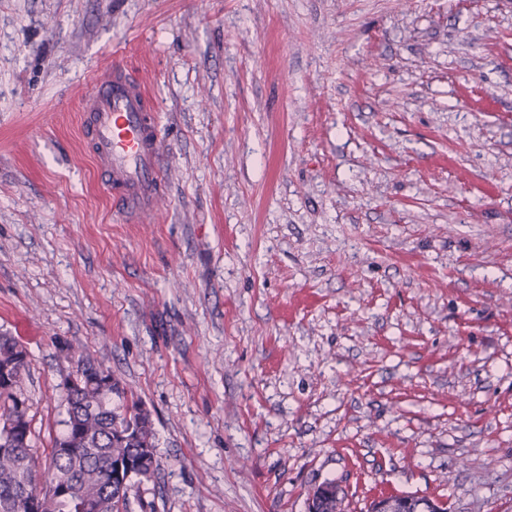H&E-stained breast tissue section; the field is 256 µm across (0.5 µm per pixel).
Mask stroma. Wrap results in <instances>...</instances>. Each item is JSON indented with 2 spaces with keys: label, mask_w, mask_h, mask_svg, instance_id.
I'll return each mask as SVG.
<instances>
[{
  "label": "stroma",
  "mask_w": 512,
  "mask_h": 512,
  "mask_svg": "<svg viewBox=\"0 0 512 512\" xmlns=\"http://www.w3.org/2000/svg\"><path fill=\"white\" fill-rule=\"evenodd\" d=\"M116 60L136 218L80 129ZM1 331L40 483L67 341L150 411L154 512H512V0H0ZM80 120L101 186L114 206L130 216L149 210L163 186L167 154L144 83L114 62L84 95Z\"/></svg>",
  "instance_id": "35a3bbf8"
}]
</instances>
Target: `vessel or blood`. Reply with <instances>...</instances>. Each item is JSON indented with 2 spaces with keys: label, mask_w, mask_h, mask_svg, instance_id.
Returning a JSON list of instances; mask_svg holds the SVG:
<instances>
[{
  "label": "vessel or blood",
  "mask_w": 512,
  "mask_h": 512,
  "mask_svg": "<svg viewBox=\"0 0 512 512\" xmlns=\"http://www.w3.org/2000/svg\"><path fill=\"white\" fill-rule=\"evenodd\" d=\"M80 120L114 206L130 216L149 210L163 186L167 154L144 84L128 77L122 63H113L83 97Z\"/></svg>",
  "instance_id": "1"
}]
</instances>
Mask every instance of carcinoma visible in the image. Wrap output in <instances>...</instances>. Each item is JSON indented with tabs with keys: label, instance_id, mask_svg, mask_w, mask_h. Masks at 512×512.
I'll use <instances>...</instances> for the list:
<instances>
[{
	"label": "carcinoma",
	"instance_id": "1",
	"mask_svg": "<svg viewBox=\"0 0 512 512\" xmlns=\"http://www.w3.org/2000/svg\"><path fill=\"white\" fill-rule=\"evenodd\" d=\"M68 359L81 375V385L65 391L66 411L62 430L53 440L50 481H66L76 489L74 497L53 502L46 512H129L130 498L142 485L153 481L158 470L153 421L134 399L112 406L110 395L97 376L112 371L71 343ZM0 363L12 364L6 383L0 385V419L12 429H0V443L14 442L8 452L0 451V512H17L22 487L35 480L32 456V420L25 380L29 353L7 333H0ZM133 466L123 493L112 491L114 465Z\"/></svg>",
	"mask_w": 512,
	"mask_h": 512
}]
</instances>
